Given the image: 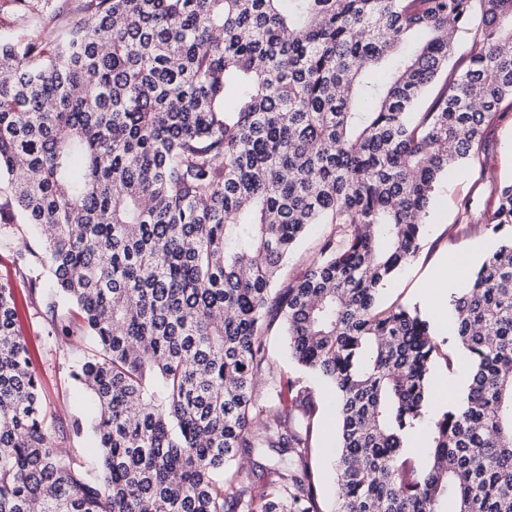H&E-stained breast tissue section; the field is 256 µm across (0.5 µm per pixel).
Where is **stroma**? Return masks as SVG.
Wrapping results in <instances>:
<instances>
[{
    "mask_svg": "<svg viewBox=\"0 0 512 512\" xmlns=\"http://www.w3.org/2000/svg\"><path fill=\"white\" fill-rule=\"evenodd\" d=\"M88 0H39L48 20L39 24L23 14L18 0H0V32L17 39L57 41L73 15L85 13ZM512 182V105L503 106L485 132L481 150L465 171L449 170L438 183L429 207L421 248L379 294L381 307L418 306L417 293L441 263L470 255L481 264L495 248L487 224L496 209L497 187ZM0 281L9 283L18 299V323L32 352L36 372L44 387V404L62 421L94 416L96 408L70 376L77 353L49 336L50 318L42 302L53 292L52 275L43 272L31 284L18 263L15 244L0 243ZM269 347L274 373L302 378L316 403L308 466L322 512H331L335 496L333 460L338 420L334 397L320 379L301 374L288 358L286 338L272 330Z\"/></svg>",
    "mask_w": 512,
    "mask_h": 512,
    "instance_id": "stroma-1",
    "label": "stroma"
}]
</instances>
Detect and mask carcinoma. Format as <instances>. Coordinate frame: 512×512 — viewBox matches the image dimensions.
<instances>
[{"label": "carcinoma", "instance_id": "carcinoma-1", "mask_svg": "<svg viewBox=\"0 0 512 512\" xmlns=\"http://www.w3.org/2000/svg\"><path fill=\"white\" fill-rule=\"evenodd\" d=\"M481 48L451 85L448 23ZM60 41L0 38V210L38 229L94 340L70 376L97 407L53 435L13 288L0 282V512H319L314 409L274 377L275 321L335 395L334 512H512V183L495 250L454 299L465 403L431 413L439 354L381 288L418 252L431 197L512 102V0H89ZM238 106L225 108L227 88ZM311 224L332 229L286 288ZM289 400L283 401L282 390ZM427 426L429 464L406 438ZM92 431L99 459L68 438ZM258 480L224 475L240 449Z\"/></svg>", "mask_w": 512, "mask_h": 512}]
</instances>
